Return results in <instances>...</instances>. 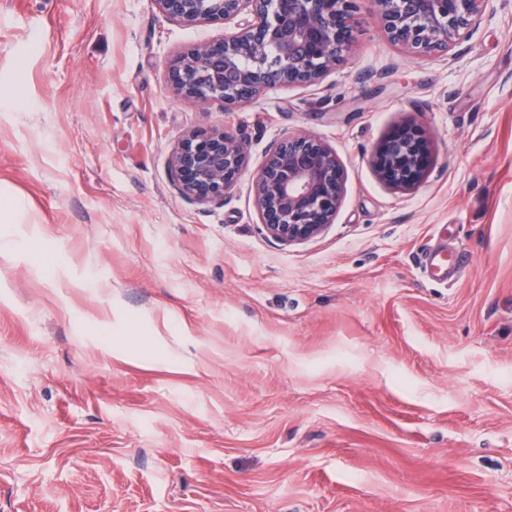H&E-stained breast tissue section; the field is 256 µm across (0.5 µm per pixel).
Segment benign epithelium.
<instances>
[{"mask_svg":"<svg viewBox=\"0 0 512 512\" xmlns=\"http://www.w3.org/2000/svg\"><path fill=\"white\" fill-rule=\"evenodd\" d=\"M486 0H371L387 38L420 53H443L469 32ZM165 17L187 26L245 22L200 43L170 66L176 95L205 107L244 105L264 91L308 86L340 65L350 48L355 0H152ZM425 138L416 123L388 137L369 163L389 186L408 190L426 171ZM247 145L233 131L196 130L182 136L170 171L179 191L199 203L223 201L246 169ZM336 152L307 134H286L251 175V191L266 234L299 244L335 223L345 193Z\"/></svg>","mask_w":512,"mask_h":512,"instance_id":"7a95c632","label":"benign epithelium"}]
</instances>
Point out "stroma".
I'll use <instances>...</instances> for the list:
<instances>
[{
  "instance_id": "35a3bbf8",
  "label": "stroma",
  "mask_w": 512,
  "mask_h": 512,
  "mask_svg": "<svg viewBox=\"0 0 512 512\" xmlns=\"http://www.w3.org/2000/svg\"><path fill=\"white\" fill-rule=\"evenodd\" d=\"M237 26L0 0V512H512V0L439 57L357 0L320 83L175 96ZM410 121L429 167L397 190L368 156ZM223 126L252 168L287 132L332 147L335 224L277 243L245 176L183 196L179 137ZM425 271L433 276L441 275L443 279L448 280L457 272L455 266H448L447 251L445 248H437L427 252L423 259Z\"/></svg>"
}]
</instances>
